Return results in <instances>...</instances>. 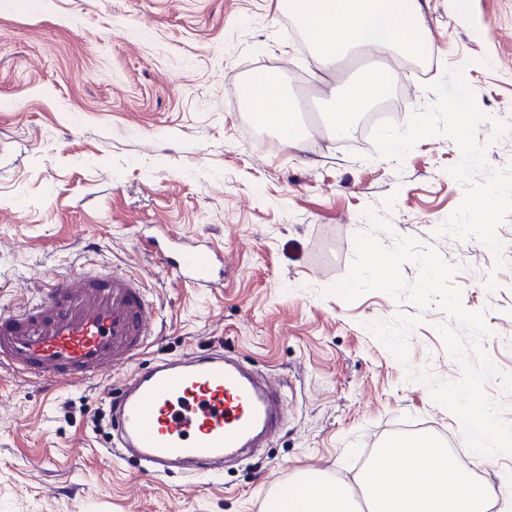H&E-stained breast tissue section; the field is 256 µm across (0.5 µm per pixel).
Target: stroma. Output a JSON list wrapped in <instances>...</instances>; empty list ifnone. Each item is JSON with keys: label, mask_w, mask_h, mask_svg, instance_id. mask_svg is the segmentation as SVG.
Returning a JSON list of instances; mask_svg holds the SVG:
<instances>
[{"label": "stroma", "mask_w": 512, "mask_h": 512, "mask_svg": "<svg viewBox=\"0 0 512 512\" xmlns=\"http://www.w3.org/2000/svg\"><path fill=\"white\" fill-rule=\"evenodd\" d=\"M277 0H0V313L36 301L43 285L90 264L140 277L156 330L113 389L159 358L220 350L281 390L286 415L264 447L221 475H148L109 455L108 403L90 385H48L0 369V512H263L302 474L355 484L364 450L394 434H432L463 447L459 419L409 381L461 376L437 329L438 306L331 288L355 258L374 209L391 232L460 265L463 306L485 314L483 346L512 372V216L500 227L508 266L494 270L478 239L434 236L462 201L449 173L461 153L439 135L400 160L371 137L328 130L331 90L371 53L320 67ZM427 67L384 56L394 74L376 102L403 116L435 103L433 83L460 67L486 115L478 132L490 168L512 165V0H426ZM276 72L299 113L305 147L257 142L241 85ZM211 242L224 285L175 278L142 236ZM421 314L401 365L373 321Z\"/></svg>", "instance_id": "35a3bbf8"}]
</instances>
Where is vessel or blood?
Segmentation results:
<instances>
[{
    "mask_svg": "<svg viewBox=\"0 0 512 512\" xmlns=\"http://www.w3.org/2000/svg\"><path fill=\"white\" fill-rule=\"evenodd\" d=\"M184 284L218 288L221 258L178 244L163 258ZM154 334L139 281L93 270L53 280L33 303L0 314V367L52 383L92 384L139 358ZM123 446L154 475L187 467L211 477L226 453L251 448L280 426V392L242 363L209 353L139 369L110 405Z\"/></svg>",
    "mask_w": 512,
    "mask_h": 512,
    "instance_id": "b4317fda",
    "label": "vessel or blood"
}]
</instances>
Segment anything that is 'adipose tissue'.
Here are the masks:
<instances>
[{"label":"adipose tissue","instance_id":"1","mask_svg":"<svg viewBox=\"0 0 512 512\" xmlns=\"http://www.w3.org/2000/svg\"><path fill=\"white\" fill-rule=\"evenodd\" d=\"M286 6L324 67L355 51L411 56L430 45L422 0H287ZM390 81L388 68L379 65L334 89L336 103L327 114L333 134H353L361 112L381 97ZM247 93L251 102L260 105L257 123L274 128L289 147L301 148L297 114L282 86L272 78H255Z\"/></svg>","mask_w":512,"mask_h":512}]
</instances>
